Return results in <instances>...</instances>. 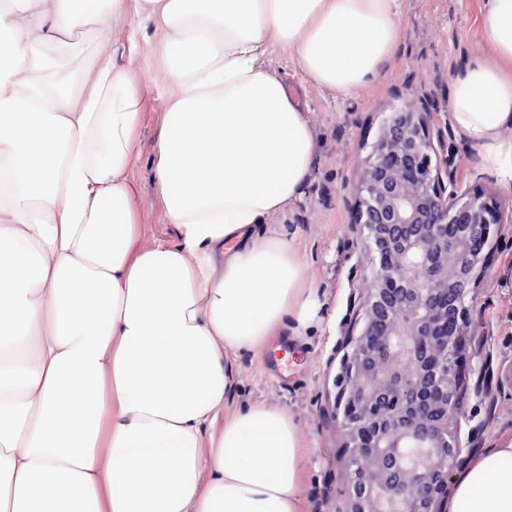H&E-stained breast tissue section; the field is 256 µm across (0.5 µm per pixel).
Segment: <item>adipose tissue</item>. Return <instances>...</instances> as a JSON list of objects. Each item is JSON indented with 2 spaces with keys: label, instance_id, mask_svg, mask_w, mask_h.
Returning <instances> with one entry per match:
<instances>
[{
  "label": "adipose tissue",
  "instance_id": "1",
  "mask_svg": "<svg viewBox=\"0 0 512 512\" xmlns=\"http://www.w3.org/2000/svg\"><path fill=\"white\" fill-rule=\"evenodd\" d=\"M402 0H0V512H299V426L232 416L233 360L323 319L285 225L315 138L269 62L340 95L395 52ZM486 53L449 112L512 190V0H481ZM95 26L93 69L41 49ZM126 30L123 52L112 31ZM145 45L165 81L157 200L177 240L138 242L130 178ZM448 512H512V438Z\"/></svg>",
  "mask_w": 512,
  "mask_h": 512
}]
</instances>
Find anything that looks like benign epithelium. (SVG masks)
<instances>
[{
    "mask_svg": "<svg viewBox=\"0 0 512 512\" xmlns=\"http://www.w3.org/2000/svg\"><path fill=\"white\" fill-rule=\"evenodd\" d=\"M445 147L423 113L401 107L356 189L375 288L361 290L338 375L345 512H448L456 475L478 452L456 436L471 360L465 297L483 260L471 241L488 242L512 209L459 192L448 163H432ZM450 224L466 232L450 238Z\"/></svg>",
    "mask_w": 512,
    "mask_h": 512,
    "instance_id": "7a95c632",
    "label": "benign epithelium"
}]
</instances>
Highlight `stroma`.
I'll list each match as a JSON object with an SVG mask.
<instances>
[{
  "label": "stroma",
  "instance_id": "obj_1",
  "mask_svg": "<svg viewBox=\"0 0 512 512\" xmlns=\"http://www.w3.org/2000/svg\"><path fill=\"white\" fill-rule=\"evenodd\" d=\"M403 38L375 82L348 96L319 88L276 58L273 70L290 97L308 113L316 142L310 183L303 198L273 216L276 224L296 230V244L310 280L325 293L328 316L294 343L274 337L267 352L244 353L235 360L238 386L228 397L234 410L254 402L277 404L297 421L307 458L301 512H344V467L336 458V376L343 352L340 343L351 317V297L371 272L373 254L366 230H352L355 186L391 113L409 101L425 102L432 129L448 145V168L462 188L478 187L512 202L484 167L478 151L448 118L454 75L483 48L479 0H404L400 17ZM99 45L92 29L49 45L43 54L52 63L78 73L96 59ZM160 84L144 79L142 120L130 177L135 190L142 243L174 242L157 201L151 146L164 118ZM492 262L473 298L467 299L470 330L479 345L476 363L491 391L468 393L460 418L459 440L469 446L498 447L512 437V223L498 226L489 242Z\"/></svg>",
  "mask_w": 512,
  "mask_h": 512
}]
</instances>
